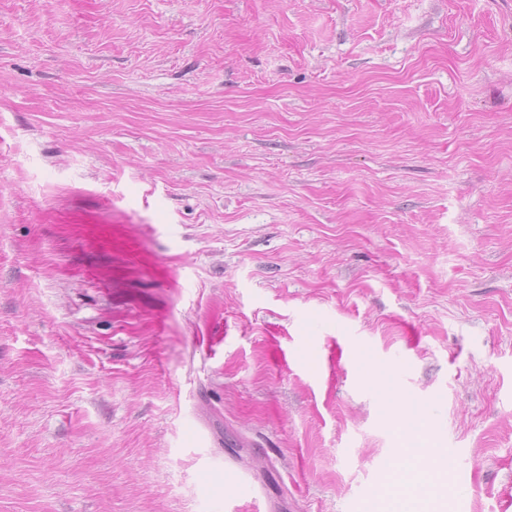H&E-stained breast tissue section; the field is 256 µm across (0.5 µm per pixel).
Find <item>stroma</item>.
Masks as SVG:
<instances>
[{"label":"stroma","instance_id":"obj_1","mask_svg":"<svg viewBox=\"0 0 512 512\" xmlns=\"http://www.w3.org/2000/svg\"><path fill=\"white\" fill-rule=\"evenodd\" d=\"M414 443L512 512V0H0V512H394ZM238 464L235 459L229 458L224 463V501L230 503L231 499L236 495H243L250 497L258 508V512H275L277 511V503L272 500V497L266 495L263 487L257 483L254 477L248 471H242L240 474V481L236 472ZM227 473V475H226ZM235 476H233V475ZM236 490L235 496L232 492ZM227 493V495H226ZM260 506L262 508L259 510Z\"/></svg>","mask_w":512,"mask_h":512}]
</instances>
